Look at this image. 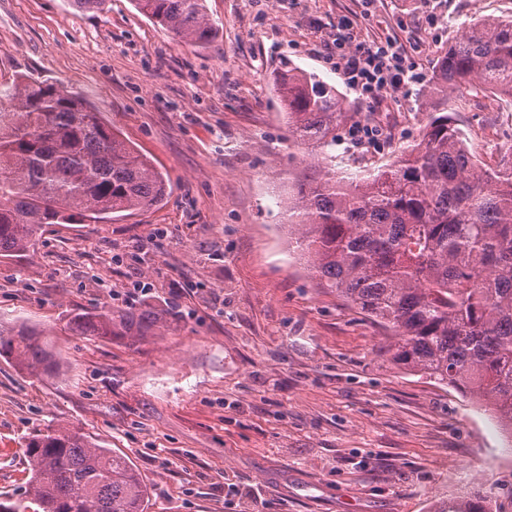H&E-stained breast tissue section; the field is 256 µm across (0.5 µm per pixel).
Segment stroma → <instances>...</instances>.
Returning a JSON list of instances; mask_svg holds the SVG:
<instances>
[{
  "label": "stroma",
  "instance_id": "obj_1",
  "mask_svg": "<svg viewBox=\"0 0 512 512\" xmlns=\"http://www.w3.org/2000/svg\"><path fill=\"white\" fill-rule=\"evenodd\" d=\"M208 48L133 0L80 12L0 0V83L79 93L165 173L163 204L98 224H48L0 257V318L39 326L65 371L35 379L0 358V494L26 488L23 440L66 426L129 458L147 512H431L436 501L512 494V445L471 397L391 360L388 333L322 287L288 241V194L318 162L295 147L275 81L287 66L336 87L374 141L341 130L336 170H373L418 140L441 53L512 0H207ZM397 39L420 82L373 102L328 49ZM470 93L453 118L493 166L512 114ZM139 312L147 332H69L86 310ZM468 469L456 483L448 474Z\"/></svg>",
  "mask_w": 512,
  "mask_h": 512
}]
</instances>
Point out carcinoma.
Wrapping results in <instances>:
<instances>
[{
	"instance_id": "obj_1",
	"label": "carcinoma",
	"mask_w": 512,
	"mask_h": 512,
	"mask_svg": "<svg viewBox=\"0 0 512 512\" xmlns=\"http://www.w3.org/2000/svg\"><path fill=\"white\" fill-rule=\"evenodd\" d=\"M179 39L204 48L217 31L206 0H134ZM512 99V18L477 21L440 56L438 95L421 139L388 165L336 176L329 167L297 183L289 225L310 271L394 332L395 364L469 392L512 432V146L479 163L453 123L450 94ZM294 145L336 161L344 111L336 88L290 67L276 78ZM12 125L0 130V256L34 245L46 224L102 222L163 202L164 174L78 95L53 84L0 85ZM156 316L77 313V336L110 339L116 325L147 329ZM36 327L0 320V357L33 377L63 362ZM30 479L0 512H145L148 489L129 459L84 433L50 428L23 444ZM37 509L30 510V505ZM434 512H504L490 493L443 500Z\"/></svg>"
}]
</instances>
